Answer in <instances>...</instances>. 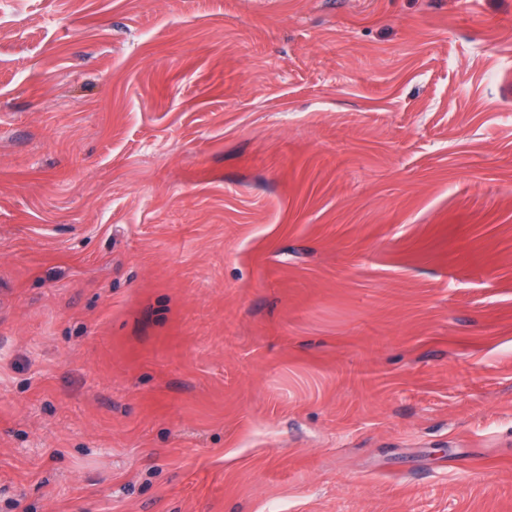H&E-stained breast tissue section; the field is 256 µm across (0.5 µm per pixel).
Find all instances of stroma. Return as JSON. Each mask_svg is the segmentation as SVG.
Returning a JSON list of instances; mask_svg holds the SVG:
<instances>
[{"instance_id":"stroma-1","label":"stroma","mask_w":512,"mask_h":512,"mask_svg":"<svg viewBox=\"0 0 512 512\" xmlns=\"http://www.w3.org/2000/svg\"><path fill=\"white\" fill-rule=\"evenodd\" d=\"M0 512H512V0H0Z\"/></svg>"}]
</instances>
